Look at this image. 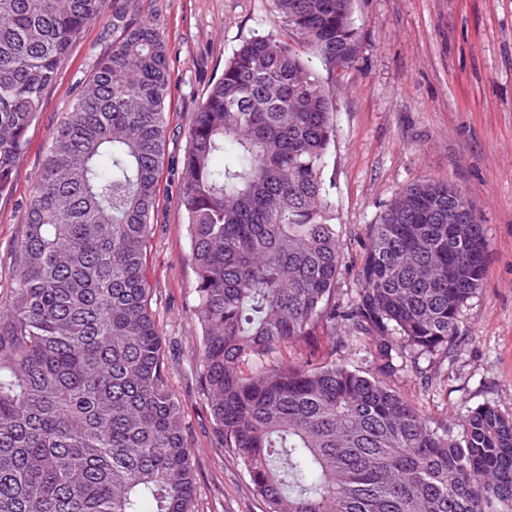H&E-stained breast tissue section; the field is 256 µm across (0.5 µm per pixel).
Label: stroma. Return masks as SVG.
<instances>
[{
    "label": "stroma",
    "instance_id": "35a3bbf8",
    "mask_svg": "<svg viewBox=\"0 0 512 512\" xmlns=\"http://www.w3.org/2000/svg\"><path fill=\"white\" fill-rule=\"evenodd\" d=\"M139 15L170 52V128L151 217L147 269L165 341L168 384L188 426L196 512H266L216 431L199 380L196 276L177 201L186 131L198 103L241 39L279 33L268 0H141ZM356 61L323 73L335 137L326 179L345 267L336 298H355L365 231L417 180L448 181L476 207L489 242L483 284L465 304L449 356L425 355L387 377L436 430H460L482 404L512 415V0H354ZM112 47V17L88 26L47 91L26 135L10 191L0 195V302L14 285L13 245L49 139L82 83ZM337 359L376 374L365 337L337 330Z\"/></svg>",
    "mask_w": 512,
    "mask_h": 512
}]
</instances>
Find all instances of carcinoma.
I'll return each instance as SVG.
<instances>
[{"label": "carcinoma", "instance_id": "carcinoma-1", "mask_svg": "<svg viewBox=\"0 0 512 512\" xmlns=\"http://www.w3.org/2000/svg\"><path fill=\"white\" fill-rule=\"evenodd\" d=\"M353 0H270L282 33L224 61L187 129L178 203L196 274L202 389L267 512H512V416L432 430L384 381L288 360L336 327L383 361L448 349L488 241L449 182L407 185L367 225L361 288L325 178L334 137L316 70L355 60ZM112 8L103 56L52 133L0 304V512H195L193 449L167 380L146 245L171 92L138 0H0V194L72 47Z\"/></svg>", "mask_w": 512, "mask_h": 512}]
</instances>
